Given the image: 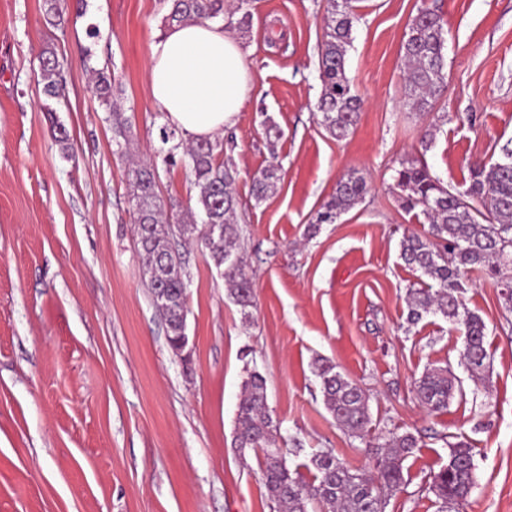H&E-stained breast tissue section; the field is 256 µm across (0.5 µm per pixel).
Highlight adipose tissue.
I'll return each mask as SVG.
<instances>
[{
    "label": "adipose tissue",
    "mask_w": 512,
    "mask_h": 512,
    "mask_svg": "<svg viewBox=\"0 0 512 512\" xmlns=\"http://www.w3.org/2000/svg\"><path fill=\"white\" fill-rule=\"evenodd\" d=\"M153 100L186 140L211 139L236 124L251 76L223 24H176L150 47Z\"/></svg>",
    "instance_id": "obj_1"
}]
</instances>
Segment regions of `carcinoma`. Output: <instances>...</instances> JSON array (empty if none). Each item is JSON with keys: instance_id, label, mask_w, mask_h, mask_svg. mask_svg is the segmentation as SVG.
I'll return each instance as SVG.
<instances>
[{"instance_id": "cac0c4a2", "label": "carcinoma", "mask_w": 512, "mask_h": 512, "mask_svg": "<svg viewBox=\"0 0 512 512\" xmlns=\"http://www.w3.org/2000/svg\"><path fill=\"white\" fill-rule=\"evenodd\" d=\"M326 28L319 52L322 92L317 106L319 124L336 138L346 137L356 123L359 98L351 92L346 76L347 47L357 20L353 0H325ZM164 26L189 20L224 18V0H163ZM46 25L61 30L65 26L62 0H43ZM407 63L404 82L407 97L416 112H429L443 95L446 82L445 38L442 19L436 10L423 8L413 17L403 44ZM38 71L45 108L66 98L65 61L46 46L38 55ZM92 89L104 110L112 113L116 144L126 139L127 121L122 119L118 98L119 83L105 68L94 69ZM161 142L168 146L163 162L179 164L197 189L195 207L182 223L203 224L197 241L224 279L228 293L242 310L253 306L254 284L239 252L235 193L236 172L220 161L224 141L201 139L184 144L175 128H160ZM394 179L401 190L402 207L419 211L429 224L427 234H409L400 241V259L411 270L430 279L421 287L408 289L407 322L416 325L428 314H441L459 326L463 335L462 363L470 376L478 378L486 368L487 327L480 315L463 299L464 283L478 272L499 288L500 296L512 307V146L501 148V158L489 165L470 168V183L463 191H451L433 176L421 158L407 159L395 169ZM279 181L278 167L271 165L254 178L255 201L264 200ZM158 173L152 162L133 170L131 203L137 224L138 246L149 274V288H159L168 296L161 311L167 340L175 347L185 335L187 277L173 236L165 204L157 193ZM365 182L343 176L335 193L316 223H333L342 212L362 201ZM315 373L321 380L323 403L336 423L352 436L362 438L371 423L369 398L362 389L329 361L318 359ZM465 395L446 367L433 368L418 381L417 397L429 411L448 407L455 395ZM277 426L269 413L266 383L256 370L247 371L239 402L234 447L263 454L262 473L270 496L282 512H386L390 497L404 482L403 462L418 447L410 434H393L376 458L374 472L351 469L332 452L311 458L314 474L307 482L298 471L289 469L277 449ZM475 454L469 445H450L448 466L434 474L430 490L441 504V512H460L468 504L475 486Z\"/></svg>"}]
</instances>
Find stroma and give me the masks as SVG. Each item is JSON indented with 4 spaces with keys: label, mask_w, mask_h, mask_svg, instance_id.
I'll return each instance as SVG.
<instances>
[{
    "label": "stroma",
    "mask_w": 512,
    "mask_h": 512,
    "mask_svg": "<svg viewBox=\"0 0 512 512\" xmlns=\"http://www.w3.org/2000/svg\"><path fill=\"white\" fill-rule=\"evenodd\" d=\"M346 55L363 100L344 139L319 125L323 0H252L224 28L239 42L251 89L223 160L237 172L240 249L255 284L243 315L202 249L175 238L185 261L190 342L175 353L152 304L128 202V155L159 164L163 198L188 204L183 167H167L166 125L148 77L165 31L161 0H68L64 30L46 27L42 0H0V512H278L262 454L233 445L247 369L266 380L273 420L297 440L289 468L332 450L372 471L390 434L419 440L386 512H438L430 491L450 444L475 453L465 512H512V308L477 281L464 300L487 326L489 367L472 381L460 332L439 315L408 324L418 274L399 257L424 218L400 205L401 160L465 189L473 162L500 159L512 140V0H355ZM424 6L444 20L447 88L432 112L412 111L403 80L408 26ZM50 46L68 63V99L49 117L33 74ZM122 86L127 149L91 92V68ZM59 120L68 137L52 129ZM430 147H423L425 133ZM280 168L263 202L255 176ZM362 202L335 223L315 217L347 173ZM316 232H309V225ZM336 364L369 397L364 438L326 411L316 358ZM449 367L483 403L453 399L431 413L415 384Z\"/></svg>",
    "instance_id": "obj_1"
}]
</instances>
